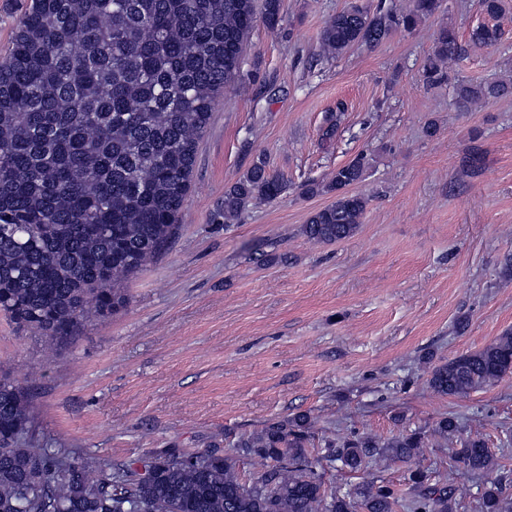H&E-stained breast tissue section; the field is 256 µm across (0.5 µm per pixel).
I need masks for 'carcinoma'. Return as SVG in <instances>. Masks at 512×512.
Returning a JSON list of instances; mask_svg holds the SVG:
<instances>
[{"instance_id":"cac0c4a2","label":"carcinoma","mask_w":512,"mask_h":512,"mask_svg":"<svg viewBox=\"0 0 512 512\" xmlns=\"http://www.w3.org/2000/svg\"><path fill=\"white\" fill-rule=\"evenodd\" d=\"M441 0L408 9L353 5L321 33L336 58L357 43L378 44L434 15ZM274 29L280 0H32L12 48L0 61V312L49 341L76 338L83 320L127 304L121 285L168 249L191 188L198 142L220 91L239 80L257 18ZM497 24L470 40L493 48ZM464 51L454 29L439 32L423 70L429 85L448 80L459 104L499 99L512 84L465 82L446 72ZM369 167L362 154L300 196L335 200L313 213L303 234L319 243L352 237L369 199L349 192ZM288 183L258 157L224 189V220L254 200L274 201ZM512 374V331L484 348L429 368L427 387L444 396L493 386ZM444 417L432 429L453 443ZM425 433L363 435L315 446L310 418L298 414L244 435L235 452L159 451L114 467L76 461L33 445L26 389L0 373V512H454L465 493L411 468L408 491L369 481L326 492L314 455L351 472L410 464ZM455 459L472 472L497 466L485 439L469 435ZM242 458L263 469L244 475ZM480 512H508L500 481L485 485Z\"/></svg>"}]
</instances>
